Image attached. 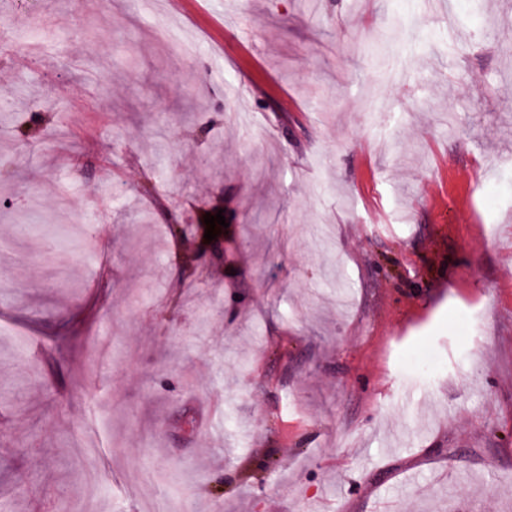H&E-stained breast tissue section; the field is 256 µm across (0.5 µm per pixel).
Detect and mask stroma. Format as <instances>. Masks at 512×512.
Returning a JSON list of instances; mask_svg holds the SVG:
<instances>
[{
	"instance_id": "1",
	"label": "stroma",
	"mask_w": 512,
	"mask_h": 512,
	"mask_svg": "<svg viewBox=\"0 0 512 512\" xmlns=\"http://www.w3.org/2000/svg\"><path fill=\"white\" fill-rule=\"evenodd\" d=\"M0 15V512H512V0Z\"/></svg>"
}]
</instances>
